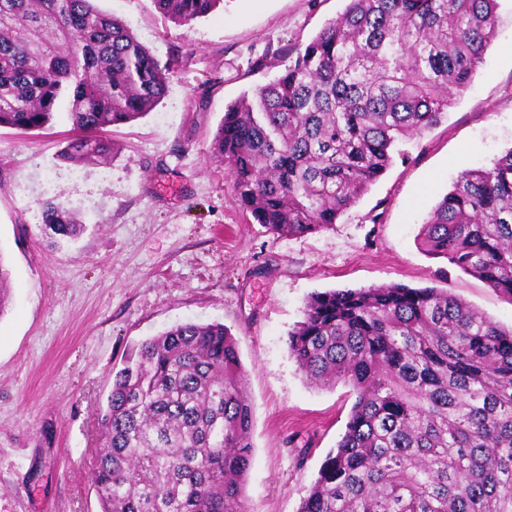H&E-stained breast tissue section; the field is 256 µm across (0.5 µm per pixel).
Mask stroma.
Wrapping results in <instances>:
<instances>
[{
    "label": "stroma",
    "mask_w": 512,
    "mask_h": 512,
    "mask_svg": "<svg viewBox=\"0 0 512 512\" xmlns=\"http://www.w3.org/2000/svg\"><path fill=\"white\" fill-rule=\"evenodd\" d=\"M498 4L496 36L447 119L400 142L332 228L284 238L243 212L212 136L227 105L282 74V49L304 47L346 0H224L188 25L152 0H98L173 73L152 112L111 128L108 163L58 160L72 136L62 113L29 135L0 128V257L12 286L0 317V512H100L97 414L113 370L176 323H221L237 340L253 404L250 512H297L355 401L350 385L310 383L288 353L313 293L443 288L512 326L511 301L419 245L458 174L512 147V0ZM48 199L85 224L76 241L42 237Z\"/></svg>",
    "instance_id": "obj_1"
}]
</instances>
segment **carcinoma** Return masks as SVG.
Instances as JSON below:
<instances>
[{
  "mask_svg": "<svg viewBox=\"0 0 512 512\" xmlns=\"http://www.w3.org/2000/svg\"><path fill=\"white\" fill-rule=\"evenodd\" d=\"M96 0H0V127L63 110L60 160L113 158L108 128L152 112L170 67ZM224 0H152L187 25ZM498 0H347L277 79L227 106L211 151L254 221L328 229L403 137L445 120L495 38ZM45 234L84 226L54 200ZM420 246L512 301V148L460 172ZM11 301L0 264V315ZM288 351L312 383L356 391L336 452L298 512H512V327L446 289L387 284L311 295ZM253 409L237 340L177 324L137 345L99 409L101 512H247Z\"/></svg>",
  "mask_w": 512,
  "mask_h": 512,
  "instance_id": "carcinoma-1",
  "label": "carcinoma"
}]
</instances>
